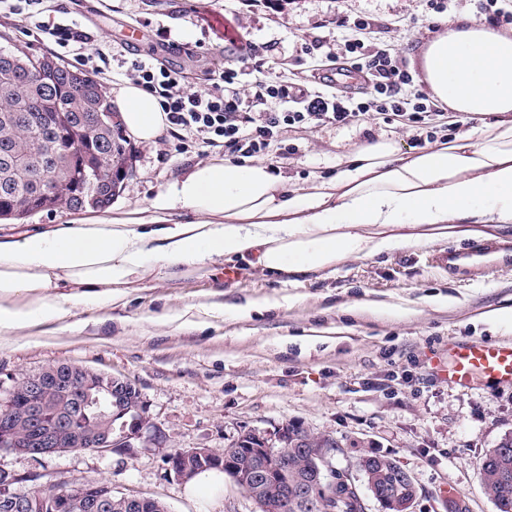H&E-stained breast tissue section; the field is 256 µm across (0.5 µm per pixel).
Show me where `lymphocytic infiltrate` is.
<instances>
[{
	"label": "lymphocytic infiltrate",
	"mask_w": 512,
	"mask_h": 512,
	"mask_svg": "<svg viewBox=\"0 0 512 512\" xmlns=\"http://www.w3.org/2000/svg\"><path fill=\"white\" fill-rule=\"evenodd\" d=\"M41 3L42 0H0V13H27L35 33L49 32L63 52L74 45L92 43L90 33L77 21L65 20L45 27L40 20ZM336 24L350 28L353 38L345 40L337 50L325 48L320 40L314 41L312 47L325 50L327 59L347 60L351 68L366 74L370 88L367 101L355 104L338 95L309 94L292 84L274 86L260 78L242 88L238 85L239 73L233 69L215 71L208 88L191 91L180 73L156 69L141 59L132 60L124 75L158 97L171 128L201 136L205 144L223 148L237 163L265 154L282 129L295 124L345 125L372 111L388 121L403 118L424 124L428 107L422 95L406 94L412 77L402 59L368 42L370 23L341 15ZM92 45V57L110 64L111 43Z\"/></svg>",
	"instance_id": "lymphocytic-infiltrate-1"
}]
</instances>
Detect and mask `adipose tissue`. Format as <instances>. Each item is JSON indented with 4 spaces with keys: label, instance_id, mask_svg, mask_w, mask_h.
Instances as JSON below:
<instances>
[{
    "label": "adipose tissue",
    "instance_id": "obj_1",
    "mask_svg": "<svg viewBox=\"0 0 512 512\" xmlns=\"http://www.w3.org/2000/svg\"><path fill=\"white\" fill-rule=\"evenodd\" d=\"M424 81L452 115L487 117L453 140L403 150L378 138L335 177L289 188L261 161L196 164L148 207L52 224L0 239V330L61 320L67 308L163 270L256 256L281 275L320 273L402 246L512 227V33L456 18L422 54ZM128 133L157 143L167 121L155 96L114 91ZM191 219L169 221L173 207Z\"/></svg>",
    "mask_w": 512,
    "mask_h": 512
}]
</instances>
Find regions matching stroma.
Segmentation results:
<instances>
[{
	"label": "stroma",
	"instance_id": "stroma-1",
	"mask_svg": "<svg viewBox=\"0 0 512 512\" xmlns=\"http://www.w3.org/2000/svg\"><path fill=\"white\" fill-rule=\"evenodd\" d=\"M482 0H452L436 13L426 0H43L41 19L71 18L125 59L141 58L180 71L190 90L207 87L214 71L236 69L242 83L260 77L292 82L326 95L327 61L312 60L305 43H343L338 15L369 20L377 38L406 62L413 91H426L420 57L447 22L466 14L485 21ZM26 14H0V49L54 52L51 38L34 41ZM169 30L172 46L159 43ZM266 45L260 64L242 60L243 41ZM452 117H432L426 129L370 114L340 127L293 125L282 146L264 155L276 176L307 184L335 176L341 155L378 137L423 146V132L453 138ZM133 168L113 209L142 208L198 163L222 157L201 140L165 133L157 145L133 143ZM447 243L403 246L336 270L287 278L257 268L251 257L206 262L186 276L159 274L131 290L124 304L102 300L71 306L65 330L44 326L0 332V401L26 375L73 362L131 380L163 436L151 432L123 452L73 450L31 458L0 448V472L26 492L57 482H111L114 492L165 502L169 512H257L231 481L189 496L170 474L165 452L224 448L240 432L298 422L336 438L331 463L354 470L369 452L391 455L418 490L414 512H448L463 499L468 512H496L481 484L485 452L512 432V385L476 378L448 383L434 367L460 341H512V323L488 311L512 307V266L463 276L435 260ZM258 298L269 309H253ZM179 311L183 326L167 323Z\"/></svg>",
	"mask_w": 512,
	"mask_h": 512
}]
</instances>
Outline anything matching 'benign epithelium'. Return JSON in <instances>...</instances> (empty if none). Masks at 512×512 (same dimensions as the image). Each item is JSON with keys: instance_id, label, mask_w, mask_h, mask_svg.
<instances>
[{"instance_id": "benign-epithelium-1", "label": "benign epithelium", "mask_w": 512, "mask_h": 512, "mask_svg": "<svg viewBox=\"0 0 512 512\" xmlns=\"http://www.w3.org/2000/svg\"><path fill=\"white\" fill-rule=\"evenodd\" d=\"M153 427L141 393L129 380L73 363L50 365L13 386L0 406V447L31 457L60 454L78 449L122 452L132 440ZM239 458L234 460L213 448H188L169 453V471L187 482L202 469L224 472L238 486L251 488L258 512H313L334 476L325 472L330 451L339 447L336 439L318 438L300 429L291 432L283 425L273 434L258 430L241 432ZM298 448L311 467L283 497L273 489L288 484V448ZM86 512H101L109 491L89 482L77 487ZM363 496L375 500L381 512H412L417 489L411 494L384 492L372 484ZM9 512H68L64 494L53 497L20 496L13 491L0 495ZM127 512H151L160 507L150 497L119 496Z\"/></svg>"}]
</instances>
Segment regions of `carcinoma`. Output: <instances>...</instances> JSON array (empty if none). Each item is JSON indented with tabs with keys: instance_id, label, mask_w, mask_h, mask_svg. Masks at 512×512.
Instances as JSON below:
<instances>
[{
	"instance_id": "obj_1",
	"label": "carcinoma",
	"mask_w": 512,
	"mask_h": 512,
	"mask_svg": "<svg viewBox=\"0 0 512 512\" xmlns=\"http://www.w3.org/2000/svg\"><path fill=\"white\" fill-rule=\"evenodd\" d=\"M43 60L0 50V219H22L63 206L105 209L120 192L131 160L121 120L102 125L93 119L97 112L112 111L95 81L75 91L70 84L74 68L56 61L48 73L39 68ZM24 101L43 104L36 141L19 113ZM480 470L498 512H512V450L506 456L487 451ZM361 475L390 490L408 487L403 468L388 455H367ZM341 478L336 475L317 512H365Z\"/></svg>"
}]
</instances>
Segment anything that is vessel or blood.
I'll return each instance as SVG.
<instances>
[{
	"label": "vessel or blood",
	"instance_id": "b4317fda",
	"mask_svg": "<svg viewBox=\"0 0 512 512\" xmlns=\"http://www.w3.org/2000/svg\"><path fill=\"white\" fill-rule=\"evenodd\" d=\"M512 260V242L483 243L464 250H450L437 257L449 271L464 272L497 266ZM449 383L468 386L481 375L512 385V342H458L448 349L445 370Z\"/></svg>",
	"mask_w": 512,
	"mask_h": 512
}]
</instances>
